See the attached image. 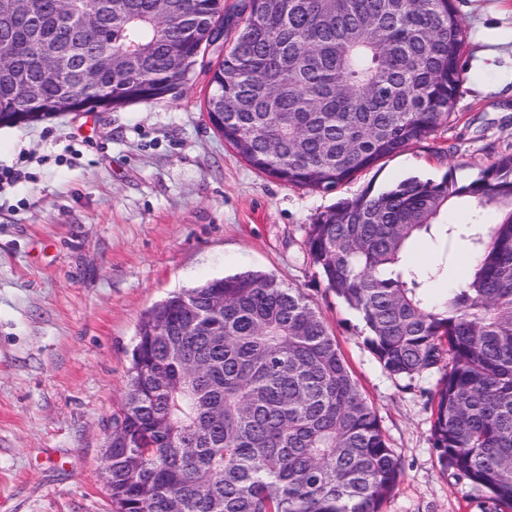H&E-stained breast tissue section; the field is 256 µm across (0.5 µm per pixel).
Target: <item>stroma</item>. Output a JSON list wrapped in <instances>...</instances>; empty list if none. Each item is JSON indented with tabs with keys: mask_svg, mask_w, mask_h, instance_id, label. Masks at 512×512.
I'll return each instance as SVG.
<instances>
[{
	"mask_svg": "<svg viewBox=\"0 0 512 512\" xmlns=\"http://www.w3.org/2000/svg\"><path fill=\"white\" fill-rule=\"evenodd\" d=\"M466 33L456 118L341 189L252 168L209 124L208 67L159 100L0 127V512H111L104 425L119 405L145 311L179 288L245 270L301 289L373 405L403 474L382 512H478L444 470L426 392L441 373L389 375L358 313L326 286L305 229L339 198L512 153V0H454Z\"/></svg>",
	"mask_w": 512,
	"mask_h": 512,
	"instance_id": "35a3bbf8",
	"label": "stroma"
}]
</instances>
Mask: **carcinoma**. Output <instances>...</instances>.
Instances as JSON below:
<instances>
[{"mask_svg": "<svg viewBox=\"0 0 512 512\" xmlns=\"http://www.w3.org/2000/svg\"><path fill=\"white\" fill-rule=\"evenodd\" d=\"M0 8V113L47 118L83 95L112 108L209 68L212 126L253 168L290 186L340 189L451 119L464 28L453 0H41ZM70 60L43 79L42 47ZM38 96L18 95L21 81ZM463 206L472 221L455 224ZM492 214L487 224L481 216ZM443 258L411 265L421 236ZM464 243L462 284L430 296ZM326 284L356 310L392 376L441 371L431 441L441 465L512 512V154L469 182L453 171L341 198L306 227ZM224 296V307L210 301ZM112 426V512H382L401 463L336 337L298 288L243 272L182 289L142 318Z\"/></svg>", "mask_w": 512, "mask_h": 512, "instance_id": "obj_1", "label": "carcinoma"}]
</instances>
